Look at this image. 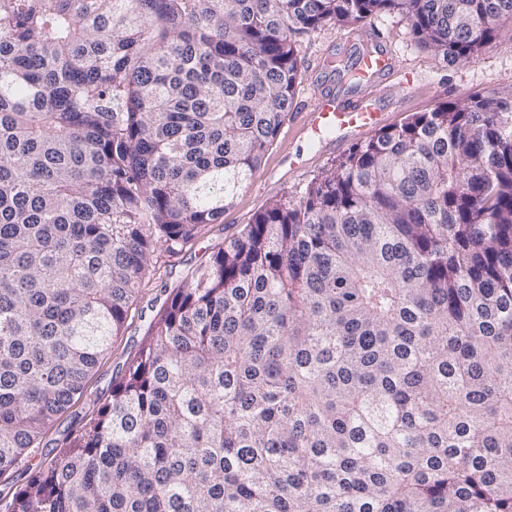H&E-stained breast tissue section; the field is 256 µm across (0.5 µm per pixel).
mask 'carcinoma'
<instances>
[{"instance_id": "carcinoma-1", "label": "carcinoma", "mask_w": 512, "mask_h": 512, "mask_svg": "<svg viewBox=\"0 0 512 512\" xmlns=\"http://www.w3.org/2000/svg\"><path fill=\"white\" fill-rule=\"evenodd\" d=\"M449 61L512 0H0V474L84 393L160 246L214 224L300 40ZM3 512H512V91L381 128L170 291Z\"/></svg>"}]
</instances>
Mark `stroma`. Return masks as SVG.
I'll return each instance as SVG.
<instances>
[{"label":"stroma","mask_w":512,"mask_h":512,"mask_svg":"<svg viewBox=\"0 0 512 512\" xmlns=\"http://www.w3.org/2000/svg\"><path fill=\"white\" fill-rule=\"evenodd\" d=\"M368 37L377 38L395 59L394 69L376 82L371 92L376 106L386 114V125L398 124L413 113L426 112L439 103L470 94L512 90V47L487 50L474 61L449 62L441 54L417 44L405 20L396 14H375L348 27L327 25L305 36L298 46L303 61L302 81L293 106L256 175L239 191L219 223L204 226L178 252L156 250L150 272L129 308L124 328L89 376L82 399L57 416L39 447L29 449L18 466L0 476V491L9 484H25L35 465L52 454L75 430L79 418L91 410L94 400L108 398L113 374L128 354L138 348L148 324L166 298L167 289L206 263L224 241L238 236L273 196L302 191L324 168L349 151L346 143L311 144L296 135L295 128L300 112L312 106L321 95H356L355 85L330 68L329 63L336 58L351 64L358 62L359 51ZM294 153L304 154L307 163L292 174L285 160Z\"/></svg>","instance_id":"1"}]
</instances>
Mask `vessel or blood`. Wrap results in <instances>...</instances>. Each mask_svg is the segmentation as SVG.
<instances>
[{"mask_svg":"<svg viewBox=\"0 0 512 512\" xmlns=\"http://www.w3.org/2000/svg\"><path fill=\"white\" fill-rule=\"evenodd\" d=\"M391 69V58L376 50L364 55L358 66L361 80L365 83ZM382 119V113L372 107L367 97L341 100L322 97L300 114L297 131L310 142L341 143L369 133Z\"/></svg>","mask_w":512,"mask_h":512,"instance_id":"1","label":"vessel or blood"}]
</instances>
